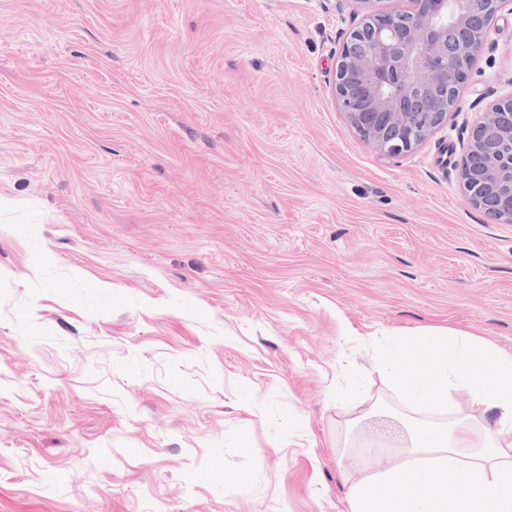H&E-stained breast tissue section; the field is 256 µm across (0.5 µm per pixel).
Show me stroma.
Masks as SVG:
<instances>
[{"instance_id":"35a3bbf8","label":"stroma","mask_w":512,"mask_h":512,"mask_svg":"<svg viewBox=\"0 0 512 512\" xmlns=\"http://www.w3.org/2000/svg\"><path fill=\"white\" fill-rule=\"evenodd\" d=\"M404 0H0V512H347L368 360L512 352V223L459 177L512 12L408 153L332 93Z\"/></svg>"}]
</instances>
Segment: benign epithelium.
Segmentation results:
<instances>
[{"mask_svg": "<svg viewBox=\"0 0 512 512\" xmlns=\"http://www.w3.org/2000/svg\"><path fill=\"white\" fill-rule=\"evenodd\" d=\"M366 12L344 43L334 73L336 104L348 124L386 155L425 141L458 111L450 90L482 51L481 17L512 0H408ZM460 177L469 202L495 223H512V100L490 106L471 127Z\"/></svg>", "mask_w": 512, "mask_h": 512, "instance_id": "7a95c632", "label": "benign epithelium"}]
</instances>
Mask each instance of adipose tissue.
I'll return each instance as SVG.
<instances>
[{"mask_svg": "<svg viewBox=\"0 0 512 512\" xmlns=\"http://www.w3.org/2000/svg\"><path fill=\"white\" fill-rule=\"evenodd\" d=\"M375 363L405 405L373 410L395 416L398 450L346 475L348 512H512V353L437 327L392 336Z\"/></svg>", "mask_w": 512, "mask_h": 512, "instance_id": "1", "label": "adipose tissue"}]
</instances>
